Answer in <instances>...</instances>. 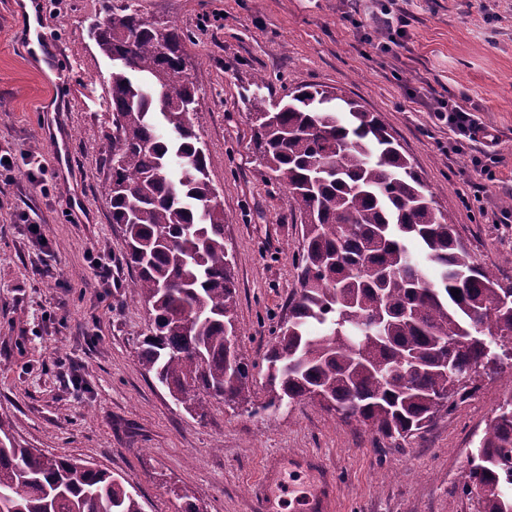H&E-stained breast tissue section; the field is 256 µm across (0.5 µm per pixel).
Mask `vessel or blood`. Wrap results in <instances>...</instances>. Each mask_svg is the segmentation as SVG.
I'll return each instance as SVG.
<instances>
[{
    "mask_svg": "<svg viewBox=\"0 0 512 512\" xmlns=\"http://www.w3.org/2000/svg\"><path fill=\"white\" fill-rule=\"evenodd\" d=\"M289 473L304 479L295 512H335V478L311 453L288 454L265 462L253 494L255 512H274V501L282 493Z\"/></svg>",
    "mask_w": 512,
    "mask_h": 512,
    "instance_id": "b4317fda",
    "label": "vessel or blood"
}]
</instances>
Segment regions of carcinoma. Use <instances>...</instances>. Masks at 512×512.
<instances>
[{
	"mask_svg": "<svg viewBox=\"0 0 512 512\" xmlns=\"http://www.w3.org/2000/svg\"><path fill=\"white\" fill-rule=\"evenodd\" d=\"M187 35L127 3L94 39L111 73L112 223L152 315L140 363L189 413L205 398L251 403L248 365L227 364L237 335L224 208L195 131ZM175 83L176 96L164 92ZM269 179L303 224L301 290L266 355L256 415L302 399L342 420L406 440L472 394L467 370H493L512 343V281L477 263L453 216L376 112L341 91L299 84L253 113ZM459 291L453 297V291ZM469 481L479 512H512V401L475 448ZM0 512H143L112 473L0 436Z\"/></svg>",
	"mask_w": 512,
	"mask_h": 512,
	"instance_id": "obj_1",
	"label": "carcinoma"
}]
</instances>
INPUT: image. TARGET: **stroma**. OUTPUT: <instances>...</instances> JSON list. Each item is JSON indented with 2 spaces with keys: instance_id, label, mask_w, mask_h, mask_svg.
<instances>
[{
  "instance_id": "stroma-1",
  "label": "stroma",
  "mask_w": 512,
  "mask_h": 512,
  "mask_svg": "<svg viewBox=\"0 0 512 512\" xmlns=\"http://www.w3.org/2000/svg\"><path fill=\"white\" fill-rule=\"evenodd\" d=\"M40 70L19 44L21 0H0V426L26 448L107 470L144 512H252L265 461L314 453L335 474L339 512H476L462 487L486 420L512 399V369L407 441H391L301 401L251 414L210 400L190 416L143 370L150 314L127 283L125 236L112 221L105 160L112 63L92 26L125 0H33ZM145 19L187 35L198 89L195 129L211 158L233 257L237 346L254 402L264 357L299 290L303 227L270 181L250 114L296 84L340 89L379 113L441 210L452 212L476 260L512 279V223H486L467 203L477 145L448 150L451 133L427 105L455 98L496 130L494 205L512 197V0H407L404 46L359 41L338 0H135ZM42 156L34 192L24 152ZM40 225L33 235L32 225ZM112 261L103 282L93 262Z\"/></svg>"
}]
</instances>
